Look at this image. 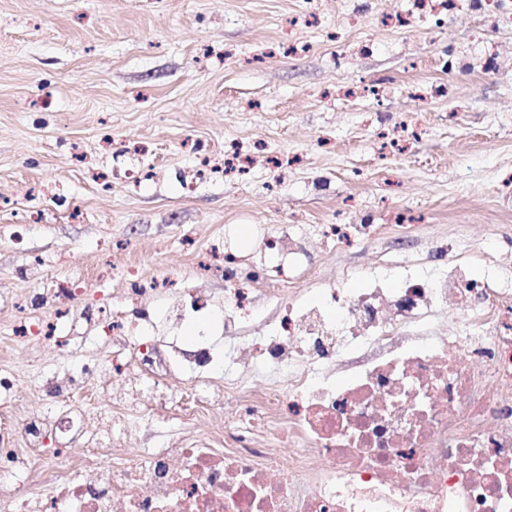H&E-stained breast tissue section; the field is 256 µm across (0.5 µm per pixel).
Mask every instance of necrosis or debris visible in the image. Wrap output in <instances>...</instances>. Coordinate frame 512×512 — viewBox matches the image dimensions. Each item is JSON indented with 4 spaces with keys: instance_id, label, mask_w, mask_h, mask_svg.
<instances>
[{
    "instance_id": "1",
    "label": "necrosis or debris",
    "mask_w": 512,
    "mask_h": 512,
    "mask_svg": "<svg viewBox=\"0 0 512 512\" xmlns=\"http://www.w3.org/2000/svg\"><path fill=\"white\" fill-rule=\"evenodd\" d=\"M240 265L224 255L228 327L257 318ZM273 295L282 311L266 335L231 357L201 349L194 362L206 376L226 360L244 372L259 363L287 375V387H240L218 437L190 448L163 438L133 458L117 417L52 458L38 455L43 434L81 418L27 422L22 448L0 427V512H512L511 288L475 281L461 263L433 281L399 257L365 287L332 285L309 304ZM450 302L462 326L434 328L436 307ZM63 323L80 327L64 344L112 336L140 367L157 346L180 353L156 322L119 310L104 326L58 307L11 331L28 343Z\"/></svg>"
}]
</instances>
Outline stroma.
<instances>
[{"instance_id":"stroma-1","label":"stroma","mask_w":512,"mask_h":512,"mask_svg":"<svg viewBox=\"0 0 512 512\" xmlns=\"http://www.w3.org/2000/svg\"><path fill=\"white\" fill-rule=\"evenodd\" d=\"M396 14L410 26H385ZM230 140L301 161L198 174L199 152L221 163ZM325 224L364 230L339 245ZM285 228L307 246L287 284L304 301L401 253L437 275L456 240L473 277L512 281V0L420 15L413 0H0V366L17 391L0 417L41 415L44 373L104 369L121 349L15 342L19 297L92 314L133 278H169L150 316L195 294L220 307L204 254L261 266ZM70 396L92 416L150 417L89 378Z\"/></svg>"}]
</instances>
